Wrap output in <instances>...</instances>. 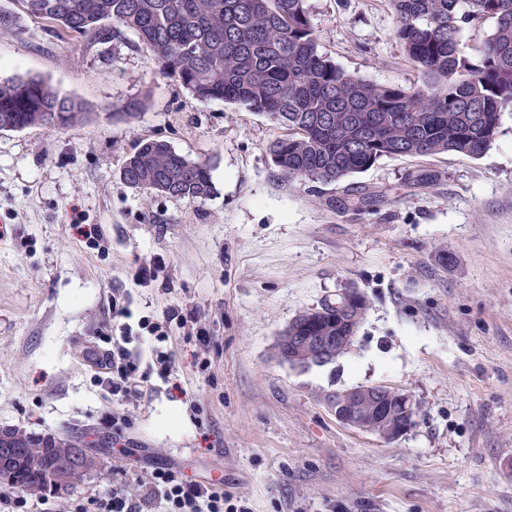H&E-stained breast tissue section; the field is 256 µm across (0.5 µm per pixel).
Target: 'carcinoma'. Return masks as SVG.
Segmentation results:
<instances>
[{"mask_svg":"<svg viewBox=\"0 0 512 512\" xmlns=\"http://www.w3.org/2000/svg\"><path fill=\"white\" fill-rule=\"evenodd\" d=\"M18 2L27 15L93 40L131 29L198 100L268 117L284 130L268 147L271 161L290 180L336 184L384 157L477 158L512 110V0H390L396 39L420 75L411 86L372 83L321 54L305 0ZM483 19L494 29L470 57L460 22ZM85 111L40 78L0 80V127L63 129ZM211 169L151 140L126 158L121 178L151 194L202 200L215 193ZM16 444L27 457L0 467V482L26 494L52 488L55 447L25 436Z\"/></svg>","mask_w":512,"mask_h":512,"instance_id":"1","label":"carcinoma"}]
</instances>
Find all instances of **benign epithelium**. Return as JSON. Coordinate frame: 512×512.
I'll return each mask as SVG.
<instances>
[{
  "label": "benign epithelium",
  "mask_w": 512,
  "mask_h": 512,
  "mask_svg": "<svg viewBox=\"0 0 512 512\" xmlns=\"http://www.w3.org/2000/svg\"><path fill=\"white\" fill-rule=\"evenodd\" d=\"M339 304L336 336H328L329 328L319 324L321 336L303 334L294 324H289L277 336L279 360L292 368H306L332 360L340 352L339 346L350 341L343 335L349 324L361 322L366 309L364 297L356 290H345L337 295ZM331 411L341 424L363 433L380 437L385 441L396 440L406 434L415 422L417 405L412 395L403 390L384 386L353 387L336 394L330 401ZM24 449L12 444L9 431L0 430V463L22 459ZM83 453L71 448L60 455L58 471L53 480L61 487L83 477L85 466Z\"/></svg>",
  "instance_id": "7a95c632"
}]
</instances>
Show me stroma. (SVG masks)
Returning <instances> with one entry per match:
<instances>
[{
	"mask_svg": "<svg viewBox=\"0 0 512 512\" xmlns=\"http://www.w3.org/2000/svg\"><path fill=\"white\" fill-rule=\"evenodd\" d=\"M306 5L339 67L417 82L388 0ZM1 9L20 29H0V80L37 76L88 107L64 129L0 130V428L103 442L98 470L30 496L29 512L159 464L251 512H512V112L478 158H384L338 184L291 182L268 153L278 125L200 102L133 31L94 42L17 0ZM148 140L210 161L215 194L125 184L126 156ZM346 288L367 302L347 353L279 363V332ZM117 306L195 321L171 325L174 376L126 405L133 427L115 448L112 394L86 347L118 335ZM359 385L408 391L415 426L387 443L339 423L328 398Z\"/></svg>",
	"mask_w": 512,
	"mask_h": 512,
	"instance_id": "35a3bbf8",
	"label": "stroma"
}]
</instances>
